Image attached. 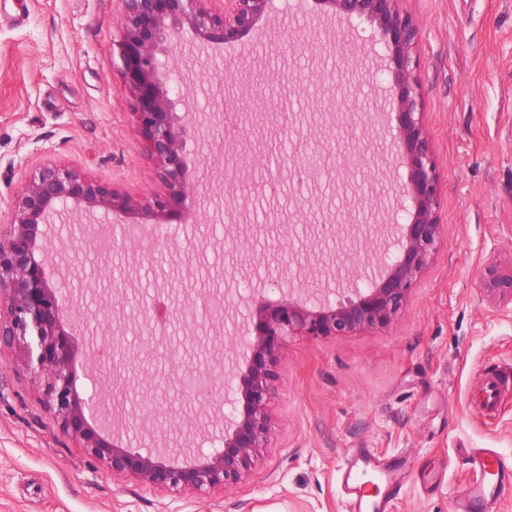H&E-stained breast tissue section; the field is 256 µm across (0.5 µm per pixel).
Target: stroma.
I'll return each mask as SVG.
<instances>
[{
  "instance_id": "stroma-1",
  "label": "stroma",
  "mask_w": 512,
  "mask_h": 512,
  "mask_svg": "<svg viewBox=\"0 0 512 512\" xmlns=\"http://www.w3.org/2000/svg\"><path fill=\"white\" fill-rule=\"evenodd\" d=\"M259 31L211 56L185 53L181 98L200 117L236 91L239 77L263 76L257 93L281 99L286 116L257 117L249 137L210 129L191 156L188 177L201 201L173 209L163 235L168 251L147 259L140 243L114 258L123 294L111 297L95 250L56 272L84 313L76 339L77 387L105 400L171 407L179 435L189 408L169 384L177 374L159 359L152 385L134 387L138 327L132 308L164 301L177 310L169 347L187 351L190 367L224 359L226 332L203 313H189L198 293L220 290L250 302L258 276L281 274L290 253L308 255L300 276L316 277L337 245L320 212L345 207L361 215L381 195L386 167L353 172L346 184L296 176L298 146L334 137L342 151L376 155L380 134L337 133L340 106L355 115L386 108L379 74L387 61L361 53L350 28L323 21L317 6L277 0ZM417 28L416 76L423 124L438 163L439 218L446 233L402 314L384 327L352 336H294L279 365L271 437L238 488L208 498L179 497L115 477L79 454L42 404L17 346H0V512H347L341 475L351 456L403 464L392 512H454L474 479L472 448H494L512 460V288L487 289V267L512 272V0H401ZM287 37H280V29ZM117 0H0V208L42 162L78 167L94 179L138 196L157 190L154 161L135 129L136 102L123 88ZM347 40L337 51V39ZM232 70H225V63ZM333 74L334 97L310 86V72ZM245 154V195L224 200V162ZM280 177L267 187V166ZM313 205L298 211L295 200ZM234 231L246 254L232 271L221 243ZM124 347L115 363H95L93 347L112 334ZM496 381L494 405L484 387Z\"/></svg>"
}]
</instances>
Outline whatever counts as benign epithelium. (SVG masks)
Segmentation results:
<instances>
[{"label":"benign epithelium","instance_id":"1","mask_svg":"<svg viewBox=\"0 0 512 512\" xmlns=\"http://www.w3.org/2000/svg\"><path fill=\"white\" fill-rule=\"evenodd\" d=\"M122 33L119 57L124 87L135 97L137 131L147 142L162 191L134 198L119 189L86 177L69 164L42 163L8 203L0 224V344H16L25 366L34 376L44 405L59 425L71 434L81 454L97 461L114 476L133 475L144 484L172 495L186 492L207 496L241 484L254 459L268 445L270 403L276 395L278 365L292 336L325 338L351 336L390 324L407 305L423 272L445 234L439 220L437 162L422 123V100L415 75L417 31L401 7V0H317L324 15L349 21H368L379 34L381 56L393 64L390 73L391 107L397 125L389 128L391 159L407 176L392 188L393 220L388 234L397 245L395 255L382 261L376 272L352 252L347 259L359 270L363 285L350 288L336 283V300L311 302L293 297L267 299L273 281L257 289L248 311L249 323L234 346L246 355V366L232 379L224 368L212 366L183 373L173 386L181 403L227 390L233 395V418L217 436L218 445L207 451L171 448L169 453L193 459L189 464L163 460L152 448H129L102 437L89 419L116 413L104 408L95 392L78 391L72 369L75 336L82 314L71 291L52 283L45 254L54 238L53 225L78 213L89 222L114 212L150 217L164 224L166 213L198 205L195 186L187 177L188 143L201 138L191 109L172 93L177 77L176 52L186 41L199 44L236 41L268 17L271 0H119ZM256 78L239 82V95L215 104L212 122H223L228 111L240 112L244 127H252L257 112H278V103L253 97ZM322 154L336 155V165L302 167L308 175L324 169L336 182L365 161L352 154H337L328 142ZM243 159L224 167V198H240L238 171ZM210 318L224 315L226 298L201 295L192 301ZM131 317L141 325L139 358L151 362L174 314L157 305L140 306Z\"/></svg>","mask_w":512,"mask_h":512}]
</instances>
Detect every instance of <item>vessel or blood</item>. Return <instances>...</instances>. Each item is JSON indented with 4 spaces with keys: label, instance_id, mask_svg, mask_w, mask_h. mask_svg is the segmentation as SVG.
Returning <instances> with one entry per match:
<instances>
[{
    "label": "vessel or blood",
    "instance_id": "b4317fda",
    "mask_svg": "<svg viewBox=\"0 0 512 512\" xmlns=\"http://www.w3.org/2000/svg\"><path fill=\"white\" fill-rule=\"evenodd\" d=\"M469 454L479 475L458 496L455 512H494L498 494L512 486V462L492 448H473ZM343 483L348 512H389V496L374 497L370 489L362 486L356 465L347 467Z\"/></svg>",
    "mask_w": 512,
    "mask_h": 512
}]
</instances>
